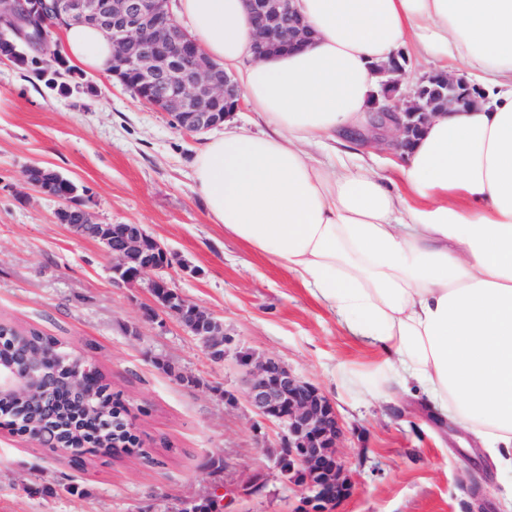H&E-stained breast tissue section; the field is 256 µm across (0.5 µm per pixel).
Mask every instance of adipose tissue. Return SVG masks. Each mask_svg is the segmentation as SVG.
<instances>
[{"label":"adipose tissue","mask_w":512,"mask_h":512,"mask_svg":"<svg viewBox=\"0 0 512 512\" xmlns=\"http://www.w3.org/2000/svg\"><path fill=\"white\" fill-rule=\"evenodd\" d=\"M301 50L254 54L244 0H173L206 54L237 71L258 131L225 127L194 163L208 218L287 266L391 378L512 469V0H296ZM486 94L439 112L401 151L396 189L337 150L366 129L375 66L396 52ZM73 62L108 72L113 47L65 29ZM326 151L330 163L316 159Z\"/></svg>","instance_id":"ef3b65f1"}]
</instances>
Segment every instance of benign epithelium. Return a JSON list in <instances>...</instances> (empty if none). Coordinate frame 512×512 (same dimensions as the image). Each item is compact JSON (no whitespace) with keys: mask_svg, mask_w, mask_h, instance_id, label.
<instances>
[{"mask_svg":"<svg viewBox=\"0 0 512 512\" xmlns=\"http://www.w3.org/2000/svg\"><path fill=\"white\" fill-rule=\"evenodd\" d=\"M20 12L12 27L0 28V61L26 68L30 51L21 47L20 38L34 20H49L64 28L92 25L101 29L112 43L111 75L123 86L133 83L138 98L147 106L164 112L181 130L203 134L221 126L229 114L240 109L242 91L234 77L219 73L194 38L170 10V0H17ZM256 29L255 53L304 46L311 31L300 19L292 0H246ZM407 58L396 53L377 65L381 77L370 101L373 135L358 133L364 143L381 139L395 149L406 147L434 114L433 99H448V106L480 101L483 93L464 76L437 71L405 86L402 76ZM41 193L68 202L70 194L59 190L58 182L44 177L34 182ZM83 223L73 225L80 233L91 231L104 245L112 261V273L132 283L144 273L164 270L170 260L166 250L140 224H96L89 211L80 207ZM157 315L173 319L200 338L208 351L224 348L223 324L180 293L173 283L157 277L151 283ZM70 355L57 344L32 351L18 363L0 362V400H10L17 409L48 411L57 385L52 366L69 360ZM249 404L266 421L279 424L282 447L288 454V469L282 473L305 486V500L315 505L314 512H326L347 491L344 465L336 443L341 426L330 400L318 389L294 375L276 358L240 360ZM99 369L93 364L71 368L70 387L85 404L98 407L105 395L100 388ZM42 445L72 458L86 451L84 443H49V431L29 433Z\"/></svg>","mask_w":512,"mask_h":512,"instance_id":"7a95c632","label":"benign epithelium"}]
</instances>
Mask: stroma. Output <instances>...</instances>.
<instances>
[{
    "instance_id": "stroma-1",
    "label": "stroma",
    "mask_w": 512,
    "mask_h": 512,
    "mask_svg": "<svg viewBox=\"0 0 512 512\" xmlns=\"http://www.w3.org/2000/svg\"><path fill=\"white\" fill-rule=\"evenodd\" d=\"M69 83L60 94L0 62V322L89 348L149 457L106 450L77 465L0 414V512H175L212 484L257 478L263 490L225 499L224 512H297L302 487L276 470L282 430L249 404L242 353L280 359L334 404L352 484L334 512H502L511 470L436 419L420 388L400 390L371 340L288 269L208 220L193 176L205 135L182 132L102 73L77 66ZM31 166L86 187L96 223L142 225L167 249L160 275L223 322V361L175 321L148 317L158 274L115 280L102 244L58 223V202L25 181ZM67 481L80 493L64 492Z\"/></svg>"
}]
</instances>
